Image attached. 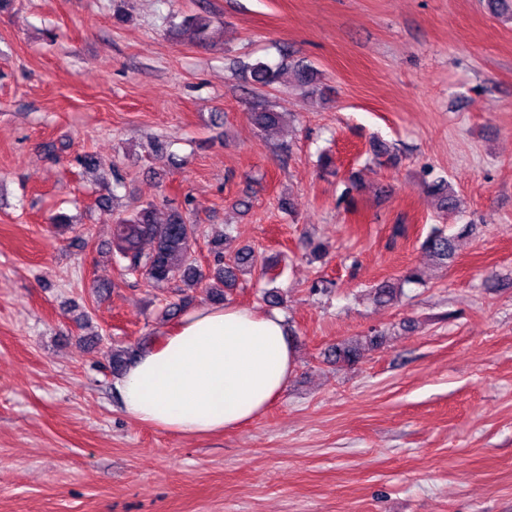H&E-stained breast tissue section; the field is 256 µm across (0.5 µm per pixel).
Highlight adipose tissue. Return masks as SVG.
<instances>
[{
  "label": "adipose tissue",
  "instance_id": "obj_1",
  "mask_svg": "<svg viewBox=\"0 0 512 512\" xmlns=\"http://www.w3.org/2000/svg\"><path fill=\"white\" fill-rule=\"evenodd\" d=\"M296 366L281 313L211 305L182 315L114 386L135 421L180 436L216 434L256 418Z\"/></svg>",
  "mask_w": 512,
  "mask_h": 512
}]
</instances>
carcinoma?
Instances as JSON below:
<instances>
[{"mask_svg": "<svg viewBox=\"0 0 512 512\" xmlns=\"http://www.w3.org/2000/svg\"><path fill=\"white\" fill-rule=\"evenodd\" d=\"M253 82L261 87L279 82L284 74L282 69H273L263 62L250 66ZM296 81L303 87L314 84L318 72L309 65L293 67ZM286 114L269 106L261 107L252 113L254 125L261 131H269L283 124ZM431 192L438 196L440 209L452 213L459 209V199L443 179L433 182ZM195 226L188 222L186 215L171 210L163 224L154 221L153 206L141 208L135 215L124 217L115 224L112 238V254L118 256L129 271H140L151 283L178 282L181 287L203 289L210 299L224 300V289L236 285L241 276L255 266L257 259L249 249H242L224 257V242L215 238L210 242L212 255L211 270L204 271L196 264L192 254V241ZM150 243L149 250L143 244ZM424 249L439 264L446 267L455 258V237L447 235L440 228H433L423 243ZM420 274L409 270L404 281L386 280L378 284L374 291V301L378 304L394 301L401 292L403 282H418ZM332 353L336 361L354 365L360 354L358 345L348 343L334 347Z\"/></svg>", "mask_w": 512, "mask_h": 512, "instance_id": "cac0c4a2", "label": "carcinoma"}]
</instances>
